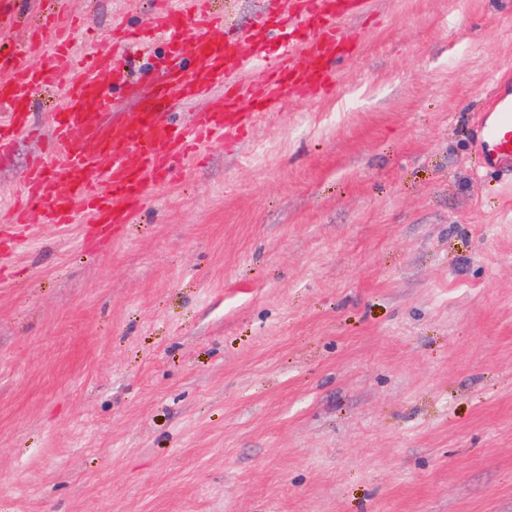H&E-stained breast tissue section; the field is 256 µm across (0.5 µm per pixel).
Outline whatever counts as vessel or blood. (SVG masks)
Listing matches in <instances>:
<instances>
[{"label":"vessel or blood","instance_id":"vessel-or-blood-1","mask_svg":"<svg viewBox=\"0 0 512 512\" xmlns=\"http://www.w3.org/2000/svg\"><path fill=\"white\" fill-rule=\"evenodd\" d=\"M208 0H162L159 28L164 49L151 102L130 122L103 126L112 96L100 81L104 68L123 79L120 64L93 53L69 59L71 32L55 19L27 33L20 47L0 48V153L30 133L29 102L36 91L60 84L64 99L52 115V145L20 182L19 202L0 210V226L25 223L39 212L46 224H83L102 234L131 223L149 187L166 183L177 165L198 158L216 141H237L242 131L276 111L292 89L331 91L337 65L359 36L348 16L369 0H271L257 25L262 34L288 30L276 60H268L239 39L218 40L223 17L211 14ZM41 62H34V55ZM262 68L261 83L243 87L241 74ZM212 95L213 109L198 113L191 125L169 121L170 98L190 102ZM89 129L83 145L71 141L73 128ZM475 147L488 167L512 173V72L500 77L479 119Z\"/></svg>","mask_w":512,"mask_h":512}]
</instances>
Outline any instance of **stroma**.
<instances>
[{
  "instance_id": "stroma-1",
  "label": "stroma",
  "mask_w": 512,
  "mask_h": 512,
  "mask_svg": "<svg viewBox=\"0 0 512 512\" xmlns=\"http://www.w3.org/2000/svg\"><path fill=\"white\" fill-rule=\"evenodd\" d=\"M227 37L265 0H211ZM156 0H63L75 54ZM295 92L105 241L0 253V512H512V183L474 131L512 0H371ZM126 123L149 83L113 82ZM56 90L0 156V209Z\"/></svg>"
}]
</instances>
